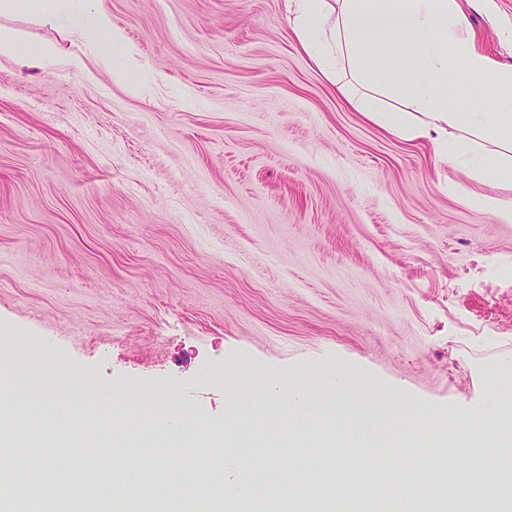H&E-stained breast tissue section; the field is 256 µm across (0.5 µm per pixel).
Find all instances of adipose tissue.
Here are the masks:
<instances>
[{
	"label": "adipose tissue",
	"instance_id": "ef3b65f1",
	"mask_svg": "<svg viewBox=\"0 0 512 512\" xmlns=\"http://www.w3.org/2000/svg\"><path fill=\"white\" fill-rule=\"evenodd\" d=\"M293 31L311 62L363 118L408 141L429 140L437 156L461 165L479 141L502 148L500 167L512 172V65L476 47L458 0H285ZM413 38L409 78L386 85L378 61L390 45L377 33ZM473 87L488 89L505 112L454 107L448 90L458 69Z\"/></svg>",
	"mask_w": 512,
	"mask_h": 512
}]
</instances>
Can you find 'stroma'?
I'll use <instances>...</instances> for the list:
<instances>
[{
    "mask_svg": "<svg viewBox=\"0 0 512 512\" xmlns=\"http://www.w3.org/2000/svg\"><path fill=\"white\" fill-rule=\"evenodd\" d=\"M132 48L139 92L112 79L106 39L69 19L2 15L21 46L54 64L0 57V369L38 461L128 456L100 395L129 394L153 437L162 397L218 429L233 412L275 427L260 466L282 512V465L329 466L317 512L360 491L420 512L456 490L487 442L460 417L512 430V221L466 202L484 181L364 120L302 51L284 0H105ZM478 48L512 65V0H466ZM28 349L16 361L12 339ZM50 354L74 379L57 422L30 366ZM303 388L314 409L256 385ZM416 404L421 415L396 421ZM353 431L370 447L345 446ZM420 458L409 469V458ZM140 492L108 481L75 512H139Z\"/></svg>",
    "mask_w": 512,
    "mask_h": 512,
    "instance_id": "1",
    "label": "stroma"
}]
</instances>
